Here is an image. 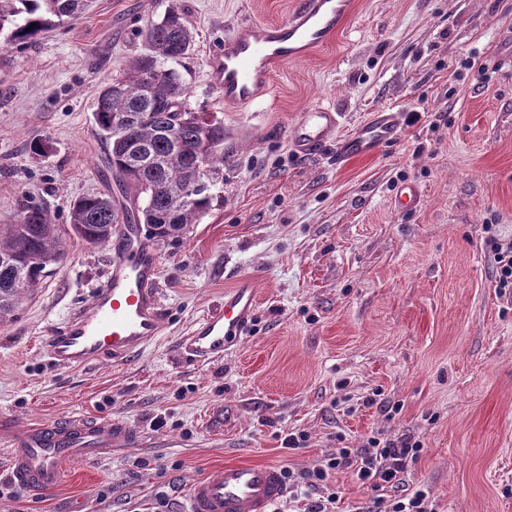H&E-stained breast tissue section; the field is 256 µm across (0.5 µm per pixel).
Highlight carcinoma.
Masks as SVG:
<instances>
[{"label":"carcinoma","instance_id":"1","mask_svg":"<svg viewBox=\"0 0 512 512\" xmlns=\"http://www.w3.org/2000/svg\"><path fill=\"white\" fill-rule=\"evenodd\" d=\"M90 3L0 0V36L6 45L31 43ZM144 42L129 72L100 88L92 111L118 195L75 200L67 225L54 223L42 203L27 201L20 222L0 225L1 320L63 258L65 236L96 246L110 239L115 224H142L152 237L174 240L211 209L224 181V123L190 108L189 87L171 67L194 43L178 3L146 25Z\"/></svg>","mask_w":512,"mask_h":512}]
</instances>
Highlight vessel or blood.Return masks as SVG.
<instances>
[{
    "label": "vessel or blood",
    "mask_w": 512,
    "mask_h": 512,
    "mask_svg": "<svg viewBox=\"0 0 512 512\" xmlns=\"http://www.w3.org/2000/svg\"><path fill=\"white\" fill-rule=\"evenodd\" d=\"M352 9L353 0H300L286 22L237 24L209 58L212 89L228 107L269 102L274 72L325 44ZM341 123V113L329 107L301 112L288 131L293 153L312 156L331 143L333 161L341 166L376 155L400 131V115L390 109L373 112L345 136L339 133ZM159 264L140 225H121L107 278L92 302L74 309L49 331L45 349L51 361L66 367L102 360L119 363L156 343L168 324L158 300ZM256 308V280L241 276L219 307L192 323L179 341L180 354L201 363L223 359L249 333ZM138 441V434L125 424L81 416L15 429L7 443L11 477L23 489L49 491L61 482L67 461L106 458L113 447ZM284 492L282 467L230 463L191 486L185 512H271Z\"/></svg>",
    "instance_id": "b4317fda"
}]
</instances>
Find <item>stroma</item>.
<instances>
[{"label":"stroma","instance_id":"obj_1","mask_svg":"<svg viewBox=\"0 0 512 512\" xmlns=\"http://www.w3.org/2000/svg\"><path fill=\"white\" fill-rule=\"evenodd\" d=\"M172 0H94L81 18L0 45V225L28 197L55 223L112 192L91 113L104 83L143 50L142 29ZM194 49L178 64L190 106L223 120L224 181L211 209L160 256L164 337L120 364L59 367L41 340L104 282L110 244L66 240L63 259L15 319L0 322V415L17 427L71 414L126 422L143 443L68 465L27 493L7 477L0 512H182L189 485L230 462L299 473L369 437L411 439L410 484L436 512H512V301L487 225L512 238V0H354L337 35L273 77L269 104L225 109L209 56L243 20L284 22L300 0H180ZM313 105L341 133L390 107L419 113L375 156L336 166L297 158L287 129ZM50 156L31 159L27 144ZM416 183L420 207L393 204ZM242 275L258 282L251 332L223 360L181 359L196 318ZM291 433L306 436L284 448ZM339 512H372L393 489L333 472Z\"/></svg>","mask_w":512,"mask_h":512}]
</instances>
